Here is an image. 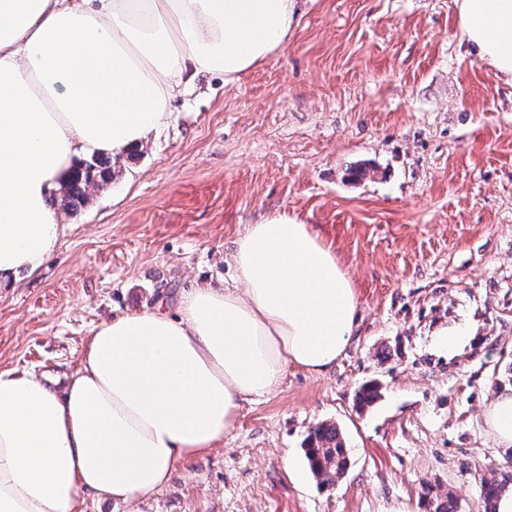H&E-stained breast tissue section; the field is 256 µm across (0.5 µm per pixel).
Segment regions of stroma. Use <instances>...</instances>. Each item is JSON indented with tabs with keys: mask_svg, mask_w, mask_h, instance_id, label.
Wrapping results in <instances>:
<instances>
[{
	"mask_svg": "<svg viewBox=\"0 0 512 512\" xmlns=\"http://www.w3.org/2000/svg\"><path fill=\"white\" fill-rule=\"evenodd\" d=\"M459 26L455 0H296L281 51L231 84L198 75L42 268L0 288V370L60 390L98 325L223 285L232 240L270 215L308 224L354 282L329 373L289 369L158 494L84 512H421L427 484L480 512L482 479L512 476L484 418L512 387V85ZM322 423L349 454L328 487L303 451Z\"/></svg>",
	"mask_w": 512,
	"mask_h": 512,
	"instance_id": "1",
	"label": "stroma"
}]
</instances>
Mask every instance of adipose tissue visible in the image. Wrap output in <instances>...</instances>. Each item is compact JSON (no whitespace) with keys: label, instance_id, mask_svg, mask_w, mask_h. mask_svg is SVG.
I'll return each instance as SVG.
<instances>
[{"label":"adipose tissue","instance_id":"ef3b65f1","mask_svg":"<svg viewBox=\"0 0 512 512\" xmlns=\"http://www.w3.org/2000/svg\"><path fill=\"white\" fill-rule=\"evenodd\" d=\"M471 53L512 83V0H456ZM295 0H0V288L59 243L51 203L76 161L142 146L185 83L231 82L277 51ZM230 285L176 314L103 322L64 390L0 371V512H81L152 497L224 440L288 368L324 375L356 327L331 245L286 213L248 225Z\"/></svg>","mask_w":512,"mask_h":512}]
</instances>
